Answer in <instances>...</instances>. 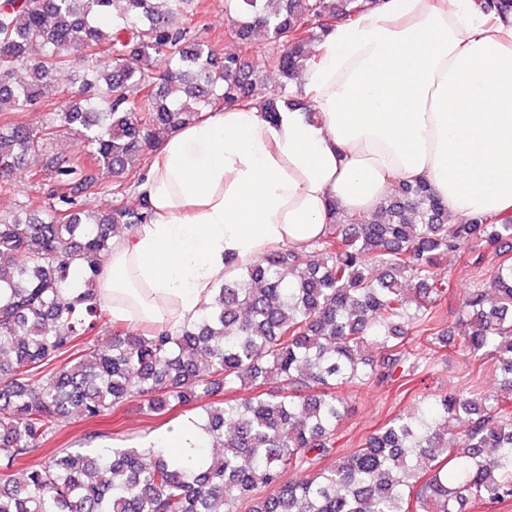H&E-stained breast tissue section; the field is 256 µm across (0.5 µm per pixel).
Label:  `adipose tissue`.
<instances>
[{"instance_id": "adipose-tissue-1", "label": "adipose tissue", "mask_w": 512, "mask_h": 512, "mask_svg": "<svg viewBox=\"0 0 512 512\" xmlns=\"http://www.w3.org/2000/svg\"><path fill=\"white\" fill-rule=\"evenodd\" d=\"M300 86L312 112L220 107L165 136L138 185L151 218L96 281L113 323L193 322L230 260L309 244L331 210L373 215L403 182L452 224L512 214V16L384 0L315 42ZM204 439L187 416L147 444L189 463Z\"/></svg>"}]
</instances>
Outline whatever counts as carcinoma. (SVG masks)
Listing matches in <instances>:
<instances>
[{"label":"carcinoma","mask_w":512,"mask_h":512,"mask_svg":"<svg viewBox=\"0 0 512 512\" xmlns=\"http://www.w3.org/2000/svg\"><path fill=\"white\" fill-rule=\"evenodd\" d=\"M196 0H0V116L64 100L36 127L0 124V173L23 167L46 190L48 212L21 205L0 217V512H466L512 501V257L464 297L453 326L430 337L500 373L498 389L457 390L423 412L396 414L329 467L348 413L344 391L410 383L424 358L409 331L448 297L441 261L465 247L512 238V216L448 225L424 182L397 184L368 219L331 208L334 223L304 248H277L231 264L199 318L172 333L123 326L109 346L90 339L106 322L92 292L111 232L149 219L124 201L156 134L218 107L258 103L311 110L285 91L256 94L244 55L266 41L275 68L298 79L313 43L334 23L380 0H227L238 16L237 51L176 24ZM499 16L512 0H476ZM80 55L78 86L56 75ZM26 77H19V73ZM75 136L83 158L48 154L46 141ZM112 171L100 182L95 169ZM112 196L109 208L86 201ZM276 378L278 391L264 386ZM252 389L225 398L236 385ZM125 402L150 416L201 403L210 443L182 467L161 448L62 449L36 461L60 420L88 419ZM304 474L300 478L287 475Z\"/></svg>","instance_id":"1"}]
</instances>
